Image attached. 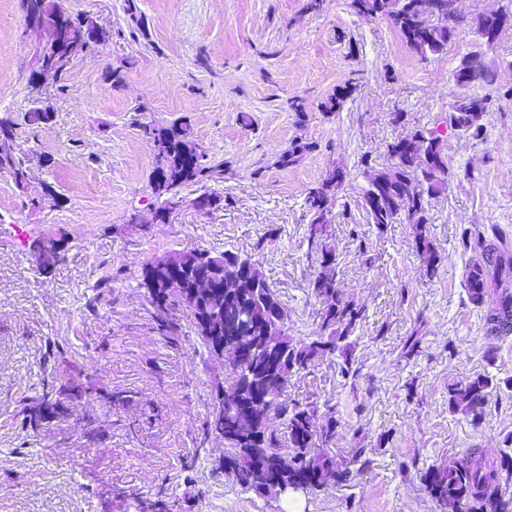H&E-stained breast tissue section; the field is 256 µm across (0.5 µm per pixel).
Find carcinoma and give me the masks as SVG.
I'll list each match as a JSON object with an SVG mask.
<instances>
[{
  "mask_svg": "<svg viewBox=\"0 0 512 512\" xmlns=\"http://www.w3.org/2000/svg\"><path fill=\"white\" fill-rule=\"evenodd\" d=\"M441 7H453L456 0H353L358 13L371 18L386 19L396 28L407 48L422 61H429L444 53L458 29L470 24L475 25V33L480 39L487 34V18L477 16L470 21L458 16L451 26H427L430 4ZM48 17L73 31L78 37H84L91 25L85 24L86 18L68 11L62 0H49ZM46 58L56 60L57 77L63 80L67 76L76 58L67 54L53 42H46L38 47L36 61ZM457 87L462 90L474 84L496 87L499 97L512 100V85L497 84L496 72L478 54L463 56L453 71ZM470 97L461 93L446 123L453 131L479 139L484 135L483 123L486 113L467 111ZM194 133L191 118L183 116L178 125L169 128H152L148 132L150 141L156 150L157 159L166 163V180L153 182L156 195L165 198L164 205L171 204L167 195L178 187L188 183H202L212 178L220 165H214L208 159L207 152L197 155V161L189 164L183 159L179 130ZM444 133L440 127L417 129L408 136L407 152L404 159L393 163L390 169L380 171L368 180V188L362 194L361 206L367 214V223L383 226L397 220L399 207L407 205L406 219L414 226L415 248L422 256L430 271H436L442 262L432 242L426 235L425 224L428 223V201L440 193L448 177V167L443 160ZM7 171L14 181H22L26 176L21 159L16 156L13 145L8 140L0 142V171ZM334 176H329L318 187L311 189L306 198V205L314 216L310 224V238L317 239L323 233L324 224L328 223V194ZM500 236L492 233L488 237L482 232H463L464 250L475 254L465 272V288L472 303H482L487 288L491 286L492 263L503 259L499 245ZM321 272L313 283L314 290L324 296L329 295L331 303L327 307L322 326L329 330L327 340L319 339L296 341L288 336L286 328L287 315L268 283H263L261 294L267 298L265 304H251L249 313L253 331L257 336L261 328L277 317L276 335L280 338L283 357L280 369L282 384L288 378L307 369L316 358L335 353L350 346L348 339L354 332L361 310L353 303L341 299L335 290V262L329 260L333 250L322 246ZM490 329L496 333L512 332V294L501 293L498 309L490 314ZM491 386L489 379L477 375L464 382L448 386V409L470 415L477 420L488 396ZM52 407L49 396H43L42 402L30 408L24 414L23 426L32 431L39 429L41 409ZM276 410L286 419L288 429V447L291 451L282 452L281 438L273 432L259 430L262 447L267 449L269 457L274 460L284 474L297 468H310L323 472L336 473V482H347L351 476L349 468L336 466V460L320 449V443L334 432V423L329 421L323 427L315 422V409L299 403L280 402ZM255 446L250 441L229 444L234 450L230 460L231 468L237 476H243L248 470L251 458L248 449ZM425 480L430 493L442 503H459L466 512H512V493L502 491V484L512 480V471L501 474L498 469H488L477 458V451L471 450L461 457H453L447 465L433 467L425 472Z\"/></svg>",
  "mask_w": 512,
  "mask_h": 512,
  "instance_id": "cac0c4a2",
  "label": "carcinoma"
}]
</instances>
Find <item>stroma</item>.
<instances>
[{"mask_svg":"<svg viewBox=\"0 0 512 512\" xmlns=\"http://www.w3.org/2000/svg\"><path fill=\"white\" fill-rule=\"evenodd\" d=\"M135 11H128V3ZM100 37L66 80L29 77L38 42L20 0H0V114L26 167L24 187L0 172V512H457L429 492L427 469L479 449L512 461V335L487 315L512 289V106L492 105L483 139L449 135L448 181L428 204L426 234L441 255L429 271L411 224L368 223L366 169L390 168L389 145L444 123L459 91L452 74L472 52L512 84V26L493 46L462 29L428 62L388 20L352 0H65ZM121 82H113L112 70ZM339 111L321 105L343 87ZM52 113L33 124L35 108ZM190 116L196 139L224 170L179 187L162 207L156 156L141 123ZM314 144L291 166L279 158ZM326 242L336 288L363 316L347 353L292 375L282 398L336 423L325 449L349 481L286 497L225 473L223 438L205 423L230 385L190 311L170 307L164 335L143 285L173 252L251 257L278 295L290 336H323L325 297L312 283L311 188L334 171ZM214 202L199 209V197ZM499 229L507 255L482 305L464 286L472 259L464 229ZM57 255L39 267L33 243ZM418 348L405 355L408 337ZM355 373H341L344 358ZM489 377L479 424L448 409L449 385ZM58 404L54 422L20 426L21 411ZM360 462H353L354 452Z\"/></svg>","mask_w":512,"mask_h":512,"instance_id":"35a3bbf8","label":"stroma"}]
</instances>
